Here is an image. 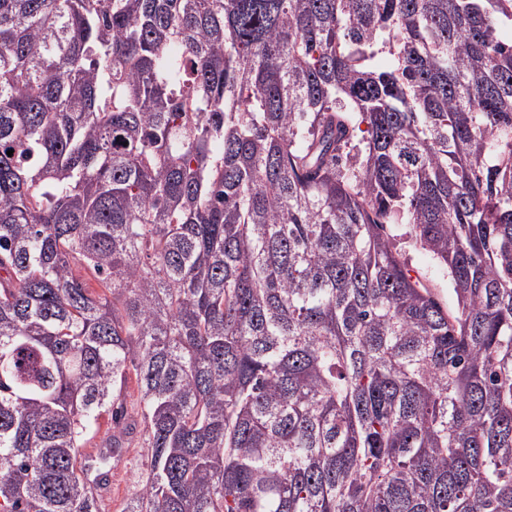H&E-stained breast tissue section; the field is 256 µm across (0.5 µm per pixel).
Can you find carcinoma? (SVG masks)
<instances>
[{
  "instance_id": "1",
  "label": "carcinoma",
  "mask_w": 512,
  "mask_h": 512,
  "mask_svg": "<svg viewBox=\"0 0 512 512\" xmlns=\"http://www.w3.org/2000/svg\"><path fill=\"white\" fill-rule=\"evenodd\" d=\"M136 430L125 512H512V0H0V512ZM387 231L392 235L398 251L405 258L408 266L418 275L422 283L430 288L439 301L448 307L451 305V298L448 295V275L446 271L437 264L433 257L424 250L414 246L408 239L406 224H388Z\"/></svg>"
}]
</instances>
